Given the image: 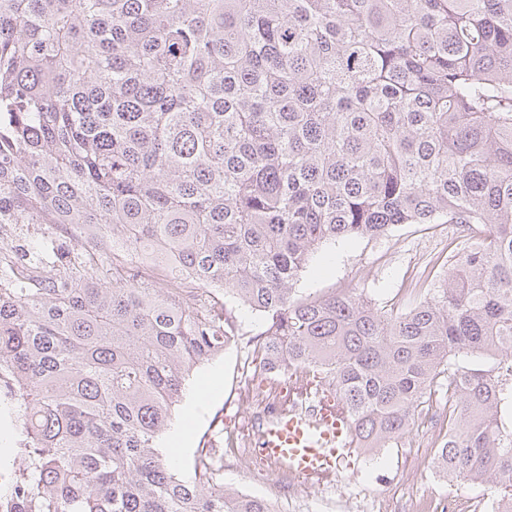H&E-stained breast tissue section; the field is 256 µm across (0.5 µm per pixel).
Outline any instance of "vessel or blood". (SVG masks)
Here are the masks:
<instances>
[{
  "label": "vessel or blood",
  "instance_id": "b4317fda",
  "mask_svg": "<svg viewBox=\"0 0 512 512\" xmlns=\"http://www.w3.org/2000/svg\"><path fill=\"white\" fill-rule=\"evenodd\" d=\"M350 439L346 417L327 398L309 410L294 407L274 414L257 453L294 473L322 478L336 470Z\"/></svg>",
  "mask_w": 512,
  "mask_h": 512
}]
</instances>
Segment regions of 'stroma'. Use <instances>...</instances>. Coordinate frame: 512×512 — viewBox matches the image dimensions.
<instances>
[{"label":"stroma","instance_id":"1","mask_svg":"<svg viewBox=\"0 0 512 512\" xmlns=\"http://www.w3.org/2000/svg\"><path fill=\"white\" fill-rule=\"evenodd\" d=\"M459 224H402L386 235L339 239L321 246L296 284L298 295L322 297L357 289L378 302L408 304L415 288L448 269V246L466 240ZM235 336L223 354L198 368L186 383L174 427L196 408L179 470L187 474L197 449L216 448L213 466L225 487L267 500L274 512H492L494 486L485 480L452 483L438 476L432 459L446 429L448 397L438 393L428 414L397 447L368 456L352 449L336 473L307 480L274 468L252 454L258 418L266 404L280 403L284 376L255 369V345L263 320L235 309ZM219 390L204 404L195 393L209 378Z\"/></svg>","mask_w":512,"mask_h":512}]
</instances>
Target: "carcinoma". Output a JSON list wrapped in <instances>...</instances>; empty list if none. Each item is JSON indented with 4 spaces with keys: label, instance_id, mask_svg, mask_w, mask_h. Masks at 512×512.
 Instances as JSON below:
<instances>
[{
    "label": "carcinoma",
    "instance_id": "obj_1",
    "mask_svg": "<svg viewBox=\"0 0 512 512\" xmlns=\"http://www.w3.org/2000/svg\"><path fill=\"white\" fill-rule=\"evenodd\" d=\"M447 223L466 244L407 307L296 294L328 241ZM1 224H83L177 277L104 253L75 285L48 228L38 286L0 268V512H272L156 445L234 338L218 292L356 448L445 390L436 471L512 512V0H0Z\"/></svg>",
    "mask_w": 512,
    "mask_h": 512
}]
</instances>
